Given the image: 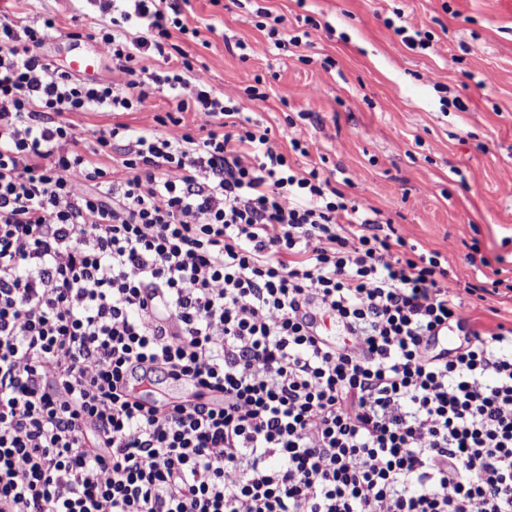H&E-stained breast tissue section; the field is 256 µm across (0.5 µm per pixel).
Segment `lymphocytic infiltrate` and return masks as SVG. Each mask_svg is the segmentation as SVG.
<instances>
[{
    "label": "lymphocytic infiltrate",
    "instance_id": "obj_1",
    "mask_svg": "<svg viewBox=\"0 0 512 512\" xmlns=\"http://www.w3.org/2000/svg\"><path fill=\"white\" fill-rule=\"evenodd\" d=\"M99 9L96 82L38 55L54 18L0 20V512H512V326L215 90L179 0ZM256 14L244 59L321 28ZM157 93L156 129L77 137ZM158 373L205 399L144 402Z\"/></svg>",
    "mask_w": 512,
    "mask_h": 512
}]
</instances>
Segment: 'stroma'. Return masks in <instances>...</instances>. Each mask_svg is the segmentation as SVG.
<instances>
[{
  "mask_svg": "<svg viewBox=\"0 0 512 512\" xmlns=\"http://www.w3.org/2000/svg\"><path fill=\"white\" fill-rule=\"evenodd\" d=\"M260 6L284 15L289 28L307 15L332 30L287 54L241 59L228 46L264 42L249 21ZM185 12L190 25L215 28L207 45L182 44L215 89L236 92L278 144L312 140L324 169L351 179L347 194L381 210L406 238L461 269L479 248L490 264L470 271V283L506 285L465 304L486 327L512 324V0H244L224 9L189 0ZM9 13L57 18L60 34L38 50L56 67L88 51L111 70L97 35L104 17L88 0H13ZM394 16L429 31L433 49L407 48L385 24ZM73 31L81 40L70 39ZM252 86L258 98L248 95ZM167 108L158 95L137 112L72 120L81 138L116 122L139 133Z\"/></svg>",
  "mask_w": 512,
  "mask_h": 512,
  "instance_id": "1",
  "label": "stroma"
}]
</instances>
